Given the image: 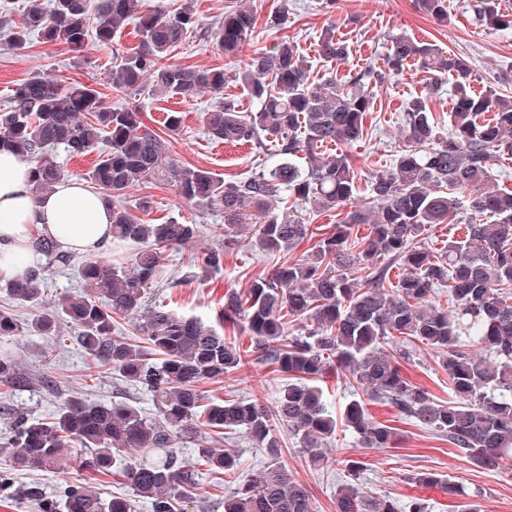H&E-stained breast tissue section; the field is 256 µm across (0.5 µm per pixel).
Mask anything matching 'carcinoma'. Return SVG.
<instances>
[{
    "instance_id": "carcinoma-1",
    "label": "carcinoma",
    "mask_w": 512,
    "mask_h": 512,
    "mask_svg": "<svg viewBox=\"0 0 512 512\" xmlns=\"http://www.w3.org/2000/svg\"><path fill=\"white\" fill-rule=\"evenodd\" d=\"M419 6L440 23L448 20V0H419ZM472 9L487 30L512 27V14L502 12L496 0H478ZM132 18L138 19L140 45L112 66V90H137L149 77L153 90L168 96L224 90L221 69L164 61L199 25L192 0L171 12L147 9L144 0H51L47 9L29 0L22 25L6 12L0 14V31L10 34L17 50L36 32L45 43L80 51L90 37L110 44ZM254 26L253 10L235 0L225 7L215 45L234 55ZM335 31L333 24L323 29L320 56L341 61L348 45ZM391 42L388 70L413 62L432 76L433 87L452 76L448 131L435 123L427 97L411 98L403 115V145L389 170L367 176L369 205L348 212L334 232L316 240L297 207L325 212L355 197L357 174L348 154L326 155L322 147H348L366 135L365 120L374 109L373 73L367 68L343 83L318 85L288 40L255 52L237 80L260 109L245 114L230 102H218L203 114L214 141L271 147L275 161L236 182L179 164L164 139L141 121L138 109L112 108L86 84H56L34 73L12 89L10 105L0 108V151L31 163L33 190L40 195L63 177L46 157L48 150L61 146L82 155L105 138L107 148L87 177L112 207V237L140 249L131 263L80 261L77 273L87 290L62 297L55 315H41L24 327L10 309H0V342L26 331L58 336L62 318L73 327L72 340L87 365L108 367L143 389L155 413L69 395L48 417H15L0 442V452H9L16 469L70 464L100 475L117 473L129 494L106 499L81 484L53 497L37 484L15 485L8 470L0 471V492L33 504L38 512H134L135 498L148 500L151 512H179L198 478L196 466L176 451L183 437L217 439L242 431L265 449L268 461L224 494V512H312L308 490L281 460L275 428L286 429L315 467L328 465L325 445L340 426L363 448H390L395 433L373 420L368 400L386 401L448 437L472 466H512V191L482 189L492 156H512V96L492 85L473 89L478 78L468 61L434 43L405 35ZM156 180L224 218L222 244L193 261L198 274L221 267L224 250L241 245L246 229L251 230L248 246L269 256L315 240L299 257L253 279L245 291L224 295V318L240 322L250 351L198 317L149 303V290L169 280L165 252L201 232L198 224L147 223L127 207L131 188ZM351 224L371 225L368 239L349 241ZM434 224L465 229L438 256L418 241ZM34 247L45 264L0 282V294L19 304L42 300L50 267L67 260L49 237L36 239ZM386 258L403 269L394 284L380 265ZM439 286L448 287L445 306L436 300ZM126 319L139 336L134 342L117 335ZM290 321L308 327L295 335L288 330ZM416 341L440 354L451 399L437 400L402 375L399 360L410 358ZM249 362L288 375L274 403L205 400L203 383ZM333 370L362 391L338 416L313 384ZM0 382H23L10 359H0ZM75 445L80 452L66 456L64 450ZM195 455L218 477L240 467L239 456L223 448L200 444ZM336 512H428V505L414 500L402 507L347 484L336 494Z\"/></svg>"
}]
</instances>
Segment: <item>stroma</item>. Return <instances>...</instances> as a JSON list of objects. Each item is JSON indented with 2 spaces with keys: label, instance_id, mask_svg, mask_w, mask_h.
Here are the masks:
<instances>
[{
  "label": "stroma",
  "instance_id": "obj_1",
  "mask_svg": "<svg viewBox=\"0 0 512 512\" xmlns=\"http://www.w3.org/2000/svg\"><path fill=\"white\" fill-rule=\"evenodd\" d=\"M228 2L194 0L200 25L173 47L167 57L168 63L182 67L223 69L227 80L222 95L192 91L169 97L156 93L148 83L134 95L113 92L109 74L118 53L137 50L140 44L135 22L128 21L119 29L114 44L104 46L91 40L78 53L71 52L66 45L45 43L36 37L29 38L25 50L17 51L0 39V105L8 101L16 84L37 72L56 82L78 81L94 87L109 106L139 107L144 122L159 133H165L166 114L178 112L182 115L180 132L165 134L170 155L180 164L206 168L225 181H236L267 164L269 154L252 145L231 146L209 140L203 114L220 98L233 101L239 111H256V102L235 75L244 70L254 50L285 38L309 61L313 82L340 79L365 67L380 75L374 85V110L366 119L367 134L347 149L360 178L355 204L361 207L369 196L367 176L387 171L402 143L406 102L421 94L428 95L432 113L443 127L448 124L453 102L451 79H443L439 92L433 94L429 91L428 74L416 66H406L398 75L389 73L385 60L391 37L406 35L436 43L444 51L464 57L488 82L496 75L512 72V28L496 33L484 31L471 9L476 0H448V22L444 25L419 10L415 0H292L284 14L279 11L281 0H249L257 24L242 51L234 56L224 55L214 45V29ZM332 21L337 24V36L349 45V56L341 62L327 61L318 55L322 30ZM143 196L152 202L148 222L159 224L172 219L204 227L203 234L192 244L165 253L168 271L181 277L182 283L172 289H160L153 297L155 303L214 324L222 314L225 292L244 290L251 280L273 270L274 259L243 245L225 252L220 269L204 278L188 279L190 259L219 241L220 217L183 200L175 187L164 181L131 188L126 202L135 204ZM82 292L74 263H57L49 272L48 287L40 304L14 306L0 295V309L12 307L17 319L27 323L53 311L62 295L76 296ZM48 347L46 337L28 333L14 337L10 344L0 343V357L10 356L28 380L25 387L12 392L0 385V434L8 432L14 414L44 417L53 413L69 394L97 403L126 402L152 412L149 394L128 385L116 372L103 367L86 371L84 356L76 346L68 344L53 353ZM403 373L434 397L450 399L448 375L435 351L414 344ZM287 382V376L272 367L253 364L223 380L204 383L203 388L212 397L236 396L268 404L274 402ZM368 411L376 421L395 429L396 446L363 448L354 435L339 436L329 444L331 462L322 469L310 467L294 438L281 432L282 458L291 477L308 490L314 512H336V492L349 482L371 496L386 495L402 504L419 498L428 504L429 512H457L464 496L448 493L446 485L451 482L462 485L464 495H478L485 512H512L511 468L471 466L447 438L417 426L388 403H369ZM350 458L364 463L354 478L347 472L346 461ZM419 472L437 474L443 482L414 483L412 476ZM13 477L19 485L38 483L50 495L59 494L71 483L93 485L107 498L127 491L119 478L94 477L76 468L19 470Z\"/></svg>",
  "mask_w": 512,
  "mask_h": 512
}]
</instances>
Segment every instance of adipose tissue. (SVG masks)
Instances as JSON below:
<instances>
[{"label": "adipose tissue", "instance_id": "ef3b65f1", "mask_svg": "<svg viewBox=\"0 0 512 512\" xmlns=\"http://www.w3.org/2000/svg\"><path fill=\"white\" fill-rule=\"evenodd\" d=\"M48 236L67 255L112 248V212L101 197L75 178L65 177L53 190L35 196L31 164L11 152L0 153V281L22 276L42 256L33 247Z\"/></svg>", "mask_w": 512, "mask_h": 512}]
</instances>
